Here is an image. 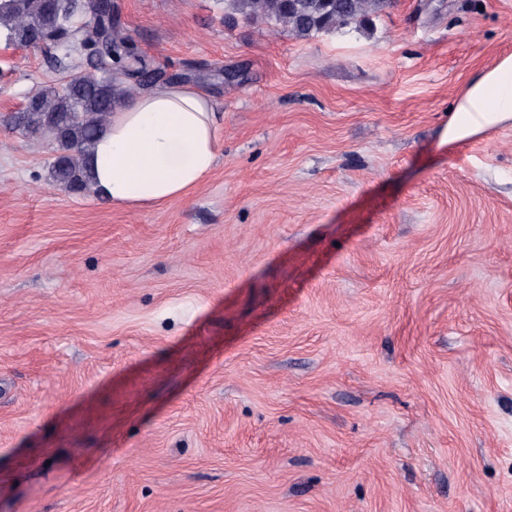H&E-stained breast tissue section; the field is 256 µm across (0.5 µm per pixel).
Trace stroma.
<instances>
[{
	"instance_id": "35a3bbf8",
	"label": "stroma",
	"mask_w": 512,
	"mask_h": 512,
	"mask_svg": "<svg viewBox=\"0 0 512 512\" xmlns=\"http://www.w3.org/2000/svg\"><path fill=\"white\" fill-rule=\"evenodd\" d=\"M112 3L218 161L126 209L0 127V512H512V127L440 142L512 0ZM71 70L0 40V114ZM392 0H224V20L241 16L282 26L296 38L361 23L385 12Z\"/></svg>"
}]
</instances>
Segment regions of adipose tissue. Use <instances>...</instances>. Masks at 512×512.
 I'll return each instance as SVG.
<instances>
[{"instance_id":"ef3b65f1","label":"adipose tissue","mask_w":512,"mask_h":512,"mask_svg":"<svg viewBox=\"0 0 512 512\" xmlns=\"http://www.w3.org/2000/svg\"><path fill=\"white\" fill-rule=\"evenodd\" d=\"M504 126H512V54L470 78L448 110L441 141L464 143ZM217 130L214 105L197 88L161 84L137 94L112 112L92 146V189L127 209L185 197L215 168Z\"/></svg>"}]
</instances>
